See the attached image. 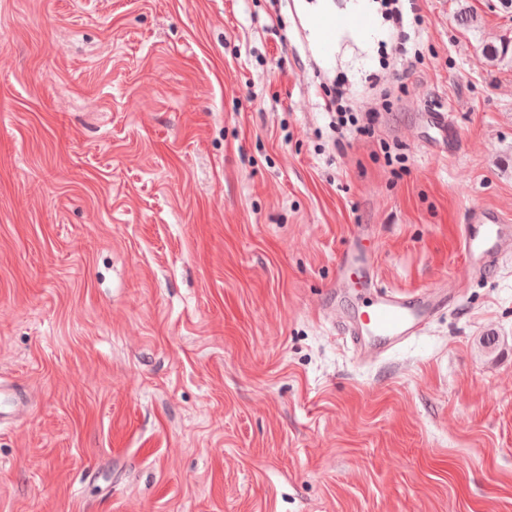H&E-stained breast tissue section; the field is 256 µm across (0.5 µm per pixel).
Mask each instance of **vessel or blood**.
<instances>
[{"label": "vessel or blood", "instance_id": "1", "mask_svg": "<svg viewBox=\"0 0 512 512\" xmlns=\"http://www.w3.org/2000/svg\"><path fill=\"white\" fill-rule=\"evenodd\" d=\"M359 236H352L336 266V285L344 287L353 273L369 277L371 261L359 246ZM460 245L467 271L490 274L499 256L512 252V230L499 212L479 208L461 232ZM441 293L400 295L377 292L374 300L359 310L348 323L347 332L355 351L368 354L371 348L387 352L424 330L435 309L444 305Z\"/></svg>", "mask_w": 512, "mask_h": 512}]
</instances>
